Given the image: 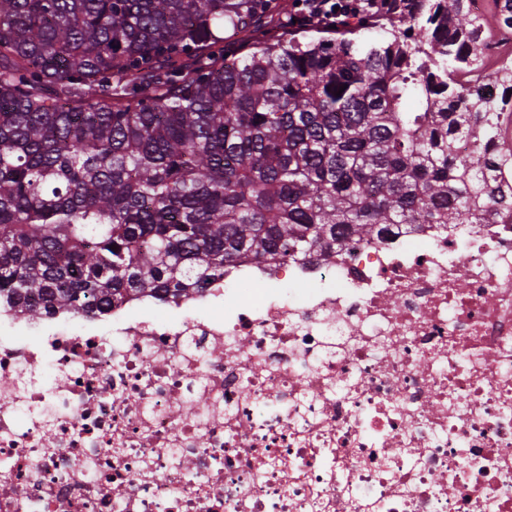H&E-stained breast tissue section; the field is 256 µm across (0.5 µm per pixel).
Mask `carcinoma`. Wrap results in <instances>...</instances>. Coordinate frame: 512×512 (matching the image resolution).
Masks as SVG:
<instances>
[{
	"label": "carcinoma",
	"instance_id": "obj_1",
	"mask_svg": "<svg viewBox=\"0 0 512 512\" xmlns=\"http://www.w3.org/2000/svg\"><path fill=\"white\" fill-rule=\"evenodd\" d=\"M472 2L326 36L288 0H0V309L102 316L392 224L494 223L512 88L486 106L462 77L512 0ZM501 141L488 150L489 156L499 161L503 156L512 154V114L510 112H502L501 115Z\"/></svg>",
	"mask_w": 512,
	"mask_h": 512
}]
</instances>
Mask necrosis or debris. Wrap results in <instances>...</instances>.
<instances>
[{"instance_id":"obj_1","label":"necrosis or debris","mask_w":512,"mask_h":512,"mask_svg":"<svg viewBox=\"0 0 512 512\" xmlns=\"http://www.w3.org/2000/svg\"><path fill=\"white\" fill-rule=\"evenodd\" d=\"M0 512H512V215L0 312Z\"/></svg>"}]
</instances>
